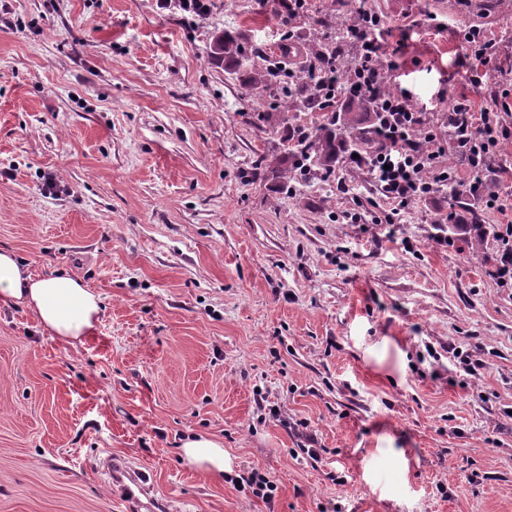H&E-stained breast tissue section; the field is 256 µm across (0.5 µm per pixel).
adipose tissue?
Here are the masks:
<instances>
[{
  "mask_svg": "<svg viewBox=\"0 0 512 512\" xmlns=\"http://www.w3.org/2000/svg\"><path fill=\"white\" fill-rule=\"evenodd\" d=\"M1 306L27 309L54 337L71 346L92 334L100 312L96 295L81 279L67 273L34 276L7 249H0ZM178 453L196 470L215 477L225 472L224 446L212 437L186 438Z\"/></svg>",
  "mask_w": 512,
  "mask_h": 512,
  "instance_id": "obj_1",
  "label": "adipose tissue"
}]
</instances>
